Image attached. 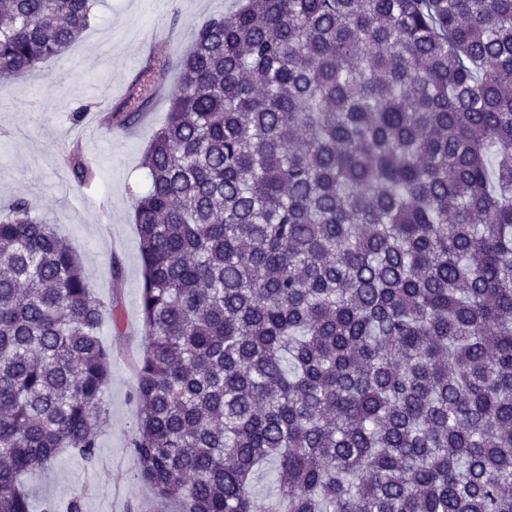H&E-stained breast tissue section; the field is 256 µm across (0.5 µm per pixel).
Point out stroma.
<instances>
[{
  "mask_svg": "<svg viewBox=\"0 0 512 512\" xmlns=\"http://www.w3.org/2000/svg\"><path fill=\"white\" fill-rule=\"evenodd\" d=\"M236 0H96L94 18L61 61L0 84V205L27 198L38 216L53 224L79 255L94 295L114 309L104 319L103 341L112 350V379L104 392L107 415L98 426V448L87 462L62 451L50 469L23 477L34 508L80 497L83 512H174L157 498L129 452L136 428L135 364L146 346L140 312L143 271L133 198L148 188L142 156L168 104L158 100L138 124L96 132L71 115L94 112L122 97L143 62L138 43L148 41L157 21L168 37L157 55L189 50L197 26L234 7ZM80 143L95 176L80 183L64 165ZM120 276H113L112 263Z\"/></svg>",
  "mask_w": 512,
  "mask_h": 512,
  "instance_id": "obj_1",
  "label": "stroma"
}]
</instances>
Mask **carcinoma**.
Instances as JSON below:
<instances>
[{
	"mask_svg": "<svg viewBox=\"0 0 512 512\" xmlns=\"http://www.w3.org/2000/svg\"><path fill=\"white\" fill-rule=\"evenodd\" d=\"M238 2L143 156L133 459L176 512H512V0ZM93 4L0 0V77L64 59ZM104 311L27 199L0 210V512L94 459Z\"/></svg>",
	"mask_w": 512,
	"mask_h": 512,
	"instance_id": "cac0c4a2",
	"label": "carcinoma"
}]
</instances>
